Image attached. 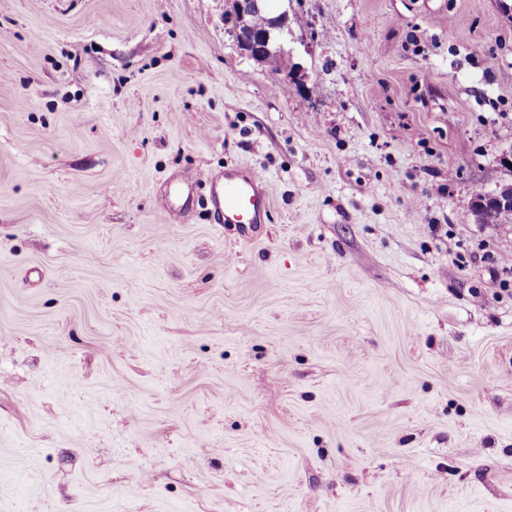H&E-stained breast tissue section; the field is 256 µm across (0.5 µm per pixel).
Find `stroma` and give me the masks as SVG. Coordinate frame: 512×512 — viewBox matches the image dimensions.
<instances>
[{"label": "stroma", "instance_id": "35a3bbf8", "mask_svg": "<svg viewBox=\"0 0 512 512\" xmlns=\"http://www.w3.org/2000/svg\"><path fill=\"white\" fill-rule=\"evenodd\" d=\"M226 8L0 0V512H512V0ZM262 2L264 1L235 0L238 18L235 22L237 44L245 54L258 62H264L273 57L269 47L270 32L268 30L260 31L258 29H269L271 21H273L275 28L281 34L283 40H288V37L294 36V32L288 22V15L283 13L273 18L262 9ZM261 9L262 11L260 13L253 15ZM247 18L251 27L247 24ZM254 170H226L221 175L198 173L186 185L185 195L193 197L204 189L207 206L217 215L218 224H267L270 215L268 188Z\"/></svg>", "mask_w": 512, "mask_h": 512}]
</instances>
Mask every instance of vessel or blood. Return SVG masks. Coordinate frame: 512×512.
Here are the masks:
<instances>
[{
  "label": "vessel or blood",
  "mask_w": 512,
  "mask_h": 512,
  "mask_svg": "<svg viewBox=\"0 0 512 512\" xmlns=\"http://www.w3.org/2000/svg\"><path fill=\"white\" fill-rule=\"evenodd\" d=\"M203 193L207 206L222 224H263L270 215L268 188L254 170L230 169L223 174L198 173L187 195Z\"/></svg>",
  "instance_id": "obj_1"
}]
</instances>
